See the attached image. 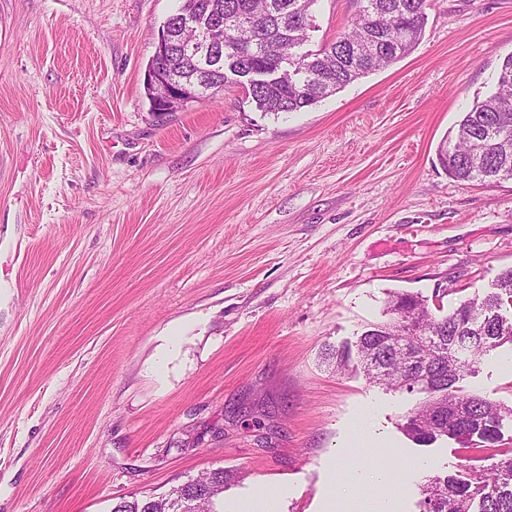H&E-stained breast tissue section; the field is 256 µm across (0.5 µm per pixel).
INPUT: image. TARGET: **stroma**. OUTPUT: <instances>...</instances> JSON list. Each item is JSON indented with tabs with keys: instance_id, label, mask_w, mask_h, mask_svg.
<instances>
[{
	"instance_id": "obj_1",
	"label": "stroma",
	"mask_w": 512,
	"mask_h": 512,
	"mask_svg": "<svg viewBox=\"0 0 512 512\" xmlns=\"http://www.w3.org/2000/svg\"><path fill=\"white\" fill-rule=\"evenodd\" d=\"M180 4L0 0V512H112L218 468L242 475L224 512H366L379 469L419 512L427 476L498 461L512 421L418 444L420 394L322 352L390 293L448 311L512 267V180L438 159L512 53V0H427L410 55L304 111L229 83L159 118L145 72ZM355 14L317 0L307 48ZM457 387L511 406L512 346Z\"/></svg>"
}]
</instances>
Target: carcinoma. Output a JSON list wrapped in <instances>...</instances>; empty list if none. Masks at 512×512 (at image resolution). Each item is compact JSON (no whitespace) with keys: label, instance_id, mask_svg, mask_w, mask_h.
Instances as JSON below:
<instances>
[{"label":"carcinoma","instance_id":"1","mask_svg":"<svg viewBox=\"0 0 512 512\" xmlns=\"http://www.w3.org/2000/svg\"><path fill=\"white\" fill-rule=\"evenodd\" d=\"M316 0H182L168 21L206 7L224 12V33L215 60L200 63L178 56L166 73L178 83H192L199 95L224 87L230 77L250 70H275L288 56L291 70L277 81L257 82L247 95L258 110L274 115L300 112L340 92L356 80L411 54L427 24L426 0H356L352 27L316 51L298 52L307 41L311 7ZM252 26L257 48L239 42L232 18ZM439 159L459 181L512 180V54L501 66L496 90L476 99L448 132ZM512 307V267L503 270L495 288L461 302L445 315L431 312L427 300L398 294L389 302L390 319L362 333L357 353L370 382L389 391L425 393L404 431L425 445L441 437L485 443L498 440L512 406L457 393L464 368H473L491 351L512 344V319L501 310ZM412 322L416 336L399 345L400 320ZM325 356L336 370L348 366L351 349H329ZM230 475L216 469L173 487L158 498L121 499L112 512H222L216 500ZM423 512H512V456L467 479L434 475L423 486Z\"/></svg>","mask_w":512,"mask_h":512}]
</instances>
